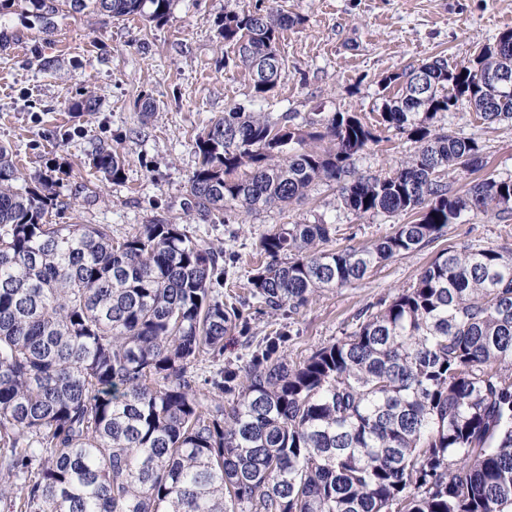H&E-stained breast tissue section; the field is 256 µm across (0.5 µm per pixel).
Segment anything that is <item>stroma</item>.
I'll list each match as a JSON object with an SVG mask.
<instances>
[{
    "mask_svg": "<svg viewBox=\"0 0 512 512\" xmlns=\"http://www.w3.org/2000/svg\"><path fill=\"white\" fill-rule=\"evenodd\" d=\"M258 1L298 23L282 35L286 69L277 88L257 101L248 70L234 61L232 46L221 45L218 28L225 12ZM54 22L46 34L20 10L0 16V144L17 154L25 177L57 171L56 189L74 222L108 224L117 233L160 220L180 224L238 253L244 268L256 261L260 237L277 224L323 219L338 225L337 246L358 248L410 217H356L342 208L335 188L320 184L287 209L241 214L229 225L214 221L198 211L188 187L198 162L196 138L211 119L249 103L258 112H357L375 120L386 75L440 55L452 67L472 64L483 46L512 29V0H174L159 23L67 12ZM86 92L96 99L94 112L71 111V101ZM146 99L157 113L145 123ZM440 122L483 146L487 173L512 178L511 122H475L464 101ZM102 145L125 157L121 181L91 169ZM416 148L407 136L387 133L354 166L384 173ZM487 244L512 248V214L469 215L364 280L321 292L294 315L281 353L297 362L351 332L362 309L407 288L441 249ZM270 330L267 316L249 310L247 331L224 338L225 363L241 365L248 341Z\"/></svg>",
    "mask_w": 512,
    "mask_h": 512,
    "instance_id": "1",
    "label": "stroma"
}]
</instances>
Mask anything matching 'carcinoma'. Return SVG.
<instances>
[{
  "label": "carcinoma",
  "instance_id": "obj_1",
  "mask_svg": "<svg viewBox=\"0 0 512 512\" xmlns=\"http://www.w3.org/2000/svg\"><path fill=\"white\" fill-rule=\"evenodd\" d=\"M173 0H0L32 8L46 33L68 11L162 22ZM271 7L224 13L255 98L285 70ZM475 67L512 72V29ZM437 56L382 79L376 123L351 112L225 109L196 139L195 204L217 219L290 205L322 182L358 217L414 219L363 248H331L337 225L278 224L255 263L178 224L115 234L52 224L68 209L47 176L27 182L0 145V502L7 512H512V248L441 250L416 281L358 314L355 329L298 362L262 338L242 368L218 366L224 336L254 301L299 313L385 262L432 243L468 214L512 210V178L459 194L450 173L483 148L444 131L462 100L482 124L512 121V92ZM416 153L385 174L355 171L383 133ZM326 142L320 151L307 141ZM92 168L117 180L102 146ZM245 176L233 177L240 168ZM243 294L224 302V289ZM216 370L200 380L194 368ZM236 393L229 402L224 394Z\"/></svg>",
  "mask_w": 512,
  "mask_h": 512
}]
</instances>
